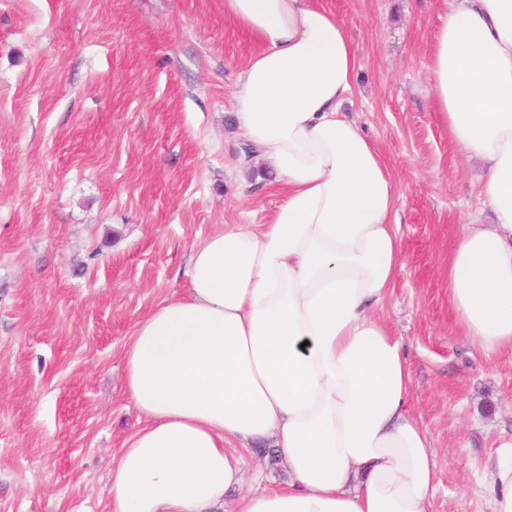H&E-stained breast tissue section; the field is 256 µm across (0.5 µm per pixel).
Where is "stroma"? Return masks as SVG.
<instances>
[{
  "label": "stroma",
  "mask_w": 512,
  "mask_h": 512,
  "mask_svg": "<svg viewBox=\"0 0 512 512\" xmlns=\"http://www.w3.org/2000/svg\"><path fill=\"white\" fill-rule=\"evenodd\" d=\"M311 2L355 45L344 113L395 178L404 266L379 314L438 457L429 512H494L512 356H481L448 305L449 242L494 218L483 162L432 104L446 0ZM259 49L224 0H0V512H109V465L143 424L135 324L187 296L193 245L280 200L262 163L241 171L232 120Z\"/></svg>",
  "instance_id": "1"
}]
</instances>
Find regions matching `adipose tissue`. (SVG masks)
Returning <instances> with one entry per match:
<instances>
[{
	"instance_id": "adipose-tissue-1",
	"label": "adipose tissue",
	"mask_w": 512,
	"mask_h": 512,
	"mask_svg": "<svg viewBox=\"0 0 512 512\" xmlns=\"http://www.w3.org/2000/svg\"><path fill=\"white\" fill-rule=\"evenodd\" d=\"M261 45L233 92L239 139L275 176L265 223L196 243L186 298L134 326L125 390L143 426L112 460V512H428L437 457L401 339L375 314L402 263L398 196L343 112L358 67L310 0H224ZM453 143L486 164L491 224L448 249V302L484 356L512 355V0H450L428 65ZM271 441L287 484L240 493Z\"/></svg>"
}]
</instances>
